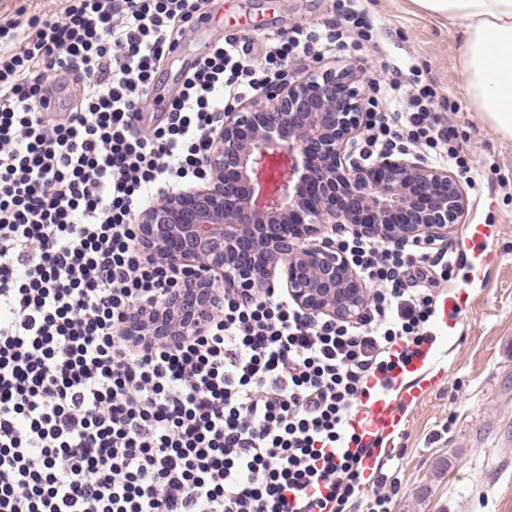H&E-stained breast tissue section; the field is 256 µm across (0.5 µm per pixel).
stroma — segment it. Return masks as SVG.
Wrapping results in <instances>:
<instances>
[{"label":"stroma","mask_w":512,"mask_h":512,"mask_svg":"<svg viewBox=\"0 0 512 512\" xmlns=\"http://www.w3.org/2000/svg\"><path fill=\"white\" fill-rule=\"evenodd\" d=\"M331 6L332 0H211L209 21L157 72L151 112L161 114L185 62L206 41L227 30L262 40L313 27L329 17ZM363 6L382 31L377 46L338 47L297 62V70L352 67L365 80L376 54L412 61L439 101L454 105L450 117L472 166L464 186L468 210L452 235L460 237L469 224L494 225L489 247L497 254L491 269L474 279L459 262L440 290L444 300L465 290L470 302L454 334L441 341L447 357L439 386L407 409L393 441L391 465L402 482L393 512H512V141L481 119L464 88L458 26L432 17L415 0H364Z\"/></svg>","instance_id":"obj_1"}]
</instances>
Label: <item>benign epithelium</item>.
Returning a JSON list of instances; mask_svg holds the SVG:
<instances>
[{
	"instance_id": "obj_1",
	"label": "benign epithelium",
	"mask_w": 512,
	"mask_h": 512,
	"mask_svg": "<svg viewBox=\"0 0 512 512\" xmlns=\"http://www.w3.org/2000/svg\"><path fill=\"white\" fill-rule=\"evenodd\" d=\"M361 100L352 72L328 68L224 113L208 135L204 185L161 195L137 217L146 250L203 272L135 317L132 335L201 334L222 308V282L253 296L279 275L305 313L352 322L369 289L333 244L337 229L387 243L448 236L468 207L460 182L417 159L357 161Z\"/></svg>"
}]
</instances>
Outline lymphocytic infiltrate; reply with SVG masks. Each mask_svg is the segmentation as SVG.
I'll return each mask as SVG.
<instances>
[{
	"mask_svg": "<svg viewBox=\"0 0 512 512\" xmlns=\"http://www.w3.org/2000/svg\"><path fill=\"white\" fill-rule=\"evenodd\" d=\"M210 0H66L0 23V512H391L401 481L364 480L348 421L396 346L429 342L454 246L342 231L372 286L358 319L311 317L285 294L226 289L204 335L135 341L133 315L179 274L144 253L136 217L202 181L207 135L281 67L372 41L360 0L262 41L215 40L143 129L158 69ZM370 79L363 160L413 148L466 168L433 85ZM73 75L58 117L51 76Z\"/></svg>",
	"mask_w": 512,
	"mask_h": 512,
	"instance_id": "obj_1",
	"label": "lymphocytic infiltrate"
}]
</instances>
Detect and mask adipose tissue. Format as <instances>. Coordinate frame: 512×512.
Masks as SVG:
<instances>
[{
  "mask_svg": "<svg viewBox=\"0 0 512 512\" xmlns=\"http://www.w3.org/2000/svg\"><path fill=\"white\" fill-rule=\"evenodd\" d=\"M430 15L460 24L457 61L477 112L512 141V0H416Z\"/></svg>",
  "mask_w": 512,
  "mask_h": 512,
  "instance_id": "1",
  "label": "adipose tissue"
}]
</instances>
